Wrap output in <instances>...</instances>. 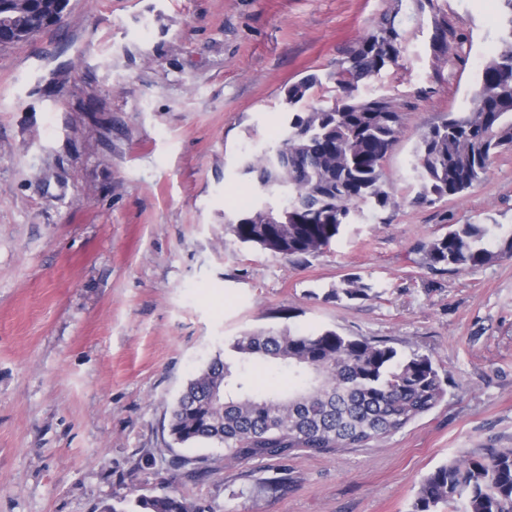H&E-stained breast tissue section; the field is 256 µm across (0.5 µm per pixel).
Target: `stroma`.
Listing matches in <instances>:
<instances>
[{
	"mask_svg": "<svg viewBox=\"0 0 512 512\" xmlns=\"http://www.w3.org/2000/svg\"><path fill=\"white\" fill-rule=\"evenodd\" d=\"M398 13L397 66L359 90L405 128L385 161L396 207L321 253L239 243L226 214L245 155L273 145L286 91L321 79ZM453 49L435 59L433 19ZM502 35L498 0H70L62 22L0 47V512H102L174 493L197 512H411L448 460L512 448V257L430 270L454 224L512 228V152L459 196L415 204L420 133L470 106ZM350 274L366 300L332 301ZM334 329L432 353L443 401L367 448L244 463L179 445L171 409L226 339Z\"/></svg>",
	"mask_w": 512,
	"mask_h": 512,
	"instance_id": "obj_1",
	"label": "stroma"
}]
</instances>
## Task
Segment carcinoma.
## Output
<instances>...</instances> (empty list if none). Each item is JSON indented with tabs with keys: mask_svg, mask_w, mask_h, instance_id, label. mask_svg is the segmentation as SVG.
<instances>
[{
	"mask_svg": "<svg viewBox=\"0 0 512 512\" xmlns=\"http://www.w3.org/2000/svg\"><path fill=\"white\" fill-rule=\"evenodd\" d=\"M500 46L483 66L466 112H450L426 128L414 151L412 170L418 204H434L473 186L499 154L512 150V0ZM56 0H9L0 22L52 12ZM386 14L344 52L329 80L341 96L328 106L288 113L285 135L269 150L244 158L243 174L253 188L286 210L333 212L331 224H279L280 244L267 241L264 206L252 200L239 209L230 230L243 243L284 257L310 256L328 248L360 208L385 211L396 205L384 159L398 141L404 113L389 97L355 96L359 86L397 64L404 35ZM455 32L448 22H432L430 48L448 55ZM321 85L309 75L288 86V104L310 97ZM432 270H465L512 257V233L498 224H455L448 233L421 244ZM375 286L358 275L343 278L326 298L365 300ZM262 357L288 374V385L254 393L250 361ZM431 354L407 356L384 341L326 329L247 331L188 381L171 414L169 433L179 444L211 441L235 462L286 459L363 448L387 438L436 408L447 394ZM223 396L220 403L212 394ZM512 512V448H487L460 456L419 482L413 512ZM130 512H196L175 494L138 496Z\"/></svg>",
	"mask_w": 512,
	"mask_h": 512,
	"instance_id": "carcinoma-1",
	"label": "carcinoma"
}]
</instances>
